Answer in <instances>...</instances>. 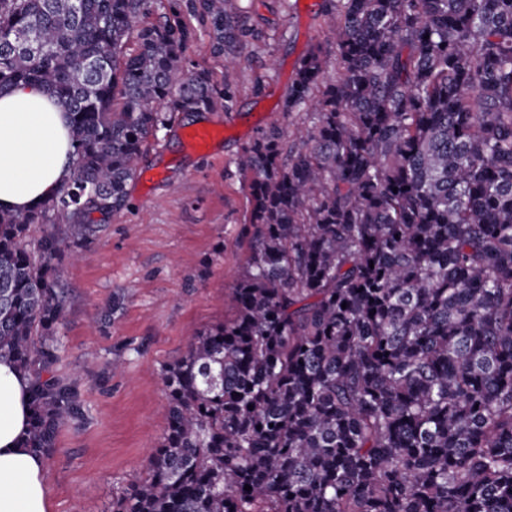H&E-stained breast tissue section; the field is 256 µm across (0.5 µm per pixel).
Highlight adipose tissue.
<instances>
[{
	"instance_id": "obj_1",
	"label": "adipose tissue",
	"mask_w": 512,
	"mask_h": 512,
	"mask_svg": "<svg viewBox=\"0 0 512 512\" xmlns=\"http://www.w3.org/2000/svg\"><path fill=\"white\" fill-rule=\"evenodd\" d=\"M71 172L67 112L39 87L0 92V210L37 207ZM30 387L0 358V512H51L44 457L26 445Z\"/></svg>"
}]
</instances>
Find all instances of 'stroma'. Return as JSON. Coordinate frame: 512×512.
<instances>
[{"label":"stroma","mask_w":512,"mask_h":512,"mask_svg":"<svg viewBox=\"0 0 512 512\" xmlns=\"http://www.w3.org/2000/svg\"><path fill=\"white\" fill-rule=\"evenodd\" d=\"M245 7L265 39L241 62L235 111L205 116L231 124V134L204 157L187 152L179 130L160 134L130 185L128 208L78 259L62 261L69 315L57 373L77 391L82 413L45 456L52 512H112L113 500L145 476L166 428L164 367L184 353L189 336L233 314L248 210L235 159L259 130L306 123V114H286L283 101L312 47H322L326 75L339 69L318 10L301 11L299 0H246ZM118 292L125 299L115 312ZM116 357L124 361L118 372Z\"/></svg>","instance_id":"1"}]
</instances>
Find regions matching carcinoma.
Returning a JSON list of instances; mask_svg holds the SVG:
<instances>
[{"label": "carcinoma", "mask_w": 512, "mask_h": 512, "mask_svg": "<svg viewBox=\"0 0 512 512\" xmlns=\"http://www.w3.org/2000/svg\"><path fill=\"white\" fill-rule=\"evenodd\" d=\"M324 2L341 71L311 49L283 102L311 125L238 155L233 318L165 367L163 439L112 512H512V0ZM260 36L241 0H0V91H49L75 164L0 211V357L31 378L33 450L80 410L54 375L63 247L127 207L161 131L234 111ZM189 20L197 27L198 34L197 39L188 50V55L200 68L210 70L215 79L220 80L223 71L221 60L211 53L209 38L197 21L193 18H189Z\"/></svg>", "instance_id": "carcinoma-1"}]
</instances>
